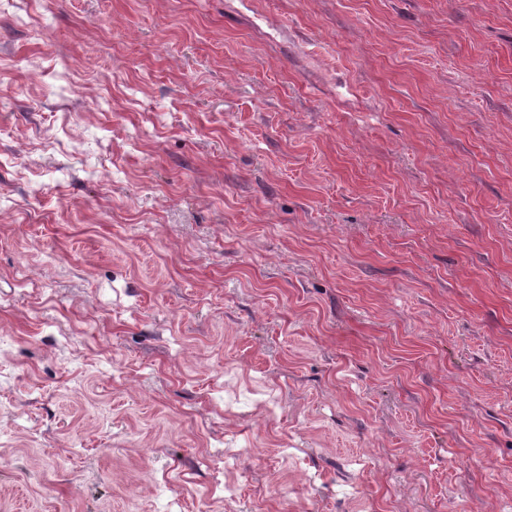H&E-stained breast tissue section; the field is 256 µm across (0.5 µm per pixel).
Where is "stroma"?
Returning <instances> with one entry per match:
<instances>
[{"label": "stroma", "instance_id": "stroma-1", "mask_svg": "<svg viewBox=\"0 0 512 512\" xmlns=\"http://www.w3.org/2000/svg\"><path fill=\"white\" fill-rule=\"evenodd\" d=\"M44 12L0 16V512H512V0Z\"/></svg>", "mask_w": 512, "mask_h": 512}]
</instances>
